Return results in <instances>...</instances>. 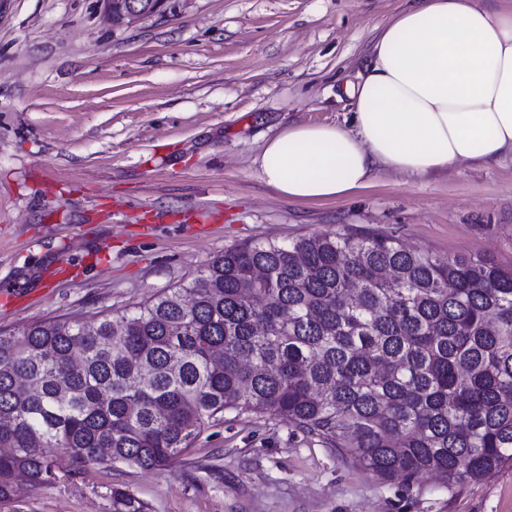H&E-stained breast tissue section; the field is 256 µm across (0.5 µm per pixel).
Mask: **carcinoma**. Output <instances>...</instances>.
Wrapping results in <instances>:
<instances>
[{"mask_svg": "<svg viewBox=\"0 0 512 512\" xmlns=\"http://www.w3.org/2000/svg\"><path fill=\"white\" fill-rule=\"evenodd\" d=\"M268 414L381 480L512 464V267L352 229L224 250L119 314L0 332V502L77 464L167 466ZM112 512H150L112 488Z\"/></svg>", "mask_w": 512, "mask_h": 512, "instance_id": "carcinoma-1", "label": "carcinoma"}]
</instances>
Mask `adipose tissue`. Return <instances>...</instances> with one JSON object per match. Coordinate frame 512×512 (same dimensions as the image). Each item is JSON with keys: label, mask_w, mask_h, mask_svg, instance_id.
Wrapping results in <instances>:
<instances>
[{"label": "adipose tissue", "mask_w": 512, "mask_h": 512, "mask_svg": "<svg viewBox=\"0 0 512 512\" xmlns=\"http://www.w3.org/2000/svg\"><path fill=\"white\" fill-rule=\"evenodd\" d=\"M348 86L350 118L294 124L258 160L289 200L344 197L377 172L412 174L512 156V0H417L379 31Z\"/></svg>", "instance_id": "obj_1"}]
</instances>
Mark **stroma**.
Returning a JSON list of instances; mask_svg holds the SVG:
<instances>
[{"instance_id": "1", "label": "stroma", "mask_w": 512, "mask_h": 512, "mask_svg": "<svg viewBox=\"0 0 512 512\" xmlns=\"http://www.w3.org/2000/svg\"><path fill=\"white\" fill-rule=\"evenodd\" d=\"M413 0H173L134 24L101 0H0V331L121 312L244 242L353 228L512 267V159L379 173L344 198L261 179L285 127L348 117L346 83ZM71 268L78 279L57 280ZM0 512H512V465L451 485L384 482L269 415L209 423L169 466L73 470ZM112 512H150L148 504L130 490L112 487Z\"/></svg>"}]
</instances>
